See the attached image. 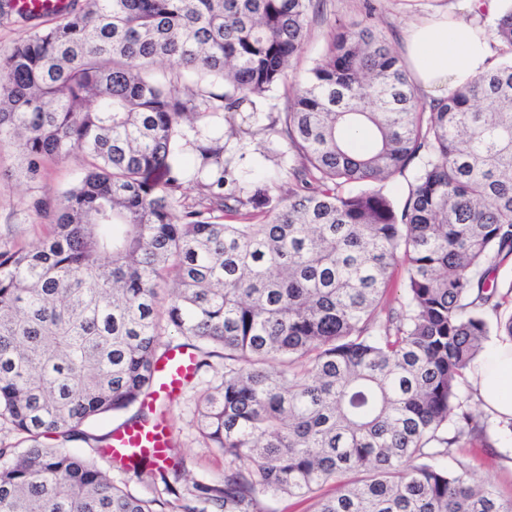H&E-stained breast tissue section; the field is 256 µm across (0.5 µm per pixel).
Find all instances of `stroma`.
Instances as JSON below:
<instances>
[{
	"label": "stroma",
	"instance_id": "1",
	"mask_svg": "<svg viewBox=\"0 0 512 512\" xmlns=\"http://www.w3.org/2000/svg\"><path fill=\"white\" fill-rule=\"evenodd\" d=\"M511 7L512 0H500L497 11L466 15L461 10V0H320V7L312 16L305 49L289 70L290 82L261 100L250 122L224 127V147L237 162L235 175L240 184L272 182L287 187L288 166L294 157L277 125L288 110L295 90L294 78L303 76L321 58L328 34L336 24L357 22L375 26L399 39L410 22L445 13L469 17L490 33L499 13ZM82 166L81 154L74 153L61 161H44L39 175L31 179L25 174L16 145L0 143V244L37 245L45 233V221L34 210V201H56ZM223 366L222 359H214L212 368L201 370L189 385L176 393L164 415L183 471L188 478L199 481L224 475L223 455L205 446L195 425L198 397L214 380L216 370ZM488 424L492 445L470 455V467L478 479L491 482L507 498L512 496V432L503 430L496 419H489Z\"/></svg>",
	"mask_w": 512,
	"mask_h": 512
}]
</instances>
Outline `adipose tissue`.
I'll return each mask as SVG.
<instances>
[{
  "instance_id": "1",
  "label": "adipose tissue",
  "mask_w": 512,
  "mask_h": 512,
  "mask_svg": "<svg viewBox=\"0 0 512 512\" xmlns=\"http://www.w3.org/2000/svg\"><path fill=\"white\" fill-rule=\"evenodd\" d=\"M403 50L416 90L441 99L489 68L490 41L464 19L437 15L409 26ZM469 379L485 406L512 418V342L491 346Z\"/></svg>"
}]
</instances>
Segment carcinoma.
<instances>
[{"instance_id":"1","label":"carcinoma","mask_w":512,"mask_h":512,"mask_svg":"<svg viewBox=\"0 0 512 512\" xmlns=\"http://www.w3.org/2000/svg\"><path fill=\"white\" fill-rule=\"evenodd\" d=\"M316 0H70L0 49V143L34 178L85 166L32 249L0 248V512H512L448 457L488 446L461 395L500 313L512 257L511 60L421 101L393 38L337 28L284 113L293 188L270 201L224 162L208 119L234 122L286 82ZM413 167L403 202L384 192ZM197 200L182 203L188 185ZM404 298L388 301L396 268ZM224 359L197 430L224 478L154 459L115 463L167 499L134 495L88 424L138 403L175 346ZM82 442L78 454L70 444Z\"/></svg>"}]
</instances>
